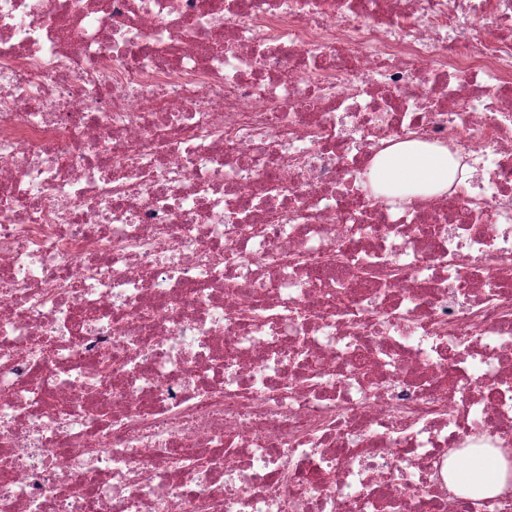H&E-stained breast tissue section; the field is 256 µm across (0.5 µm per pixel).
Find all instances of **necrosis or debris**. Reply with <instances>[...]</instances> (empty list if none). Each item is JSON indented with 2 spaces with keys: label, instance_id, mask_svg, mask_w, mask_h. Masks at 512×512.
Returning a JSON list of instances; mask_svg holds the SVG:
<instances>
[{
  "label": "necrosis or debris",
  "instance_id": "1",
  "mask_svg": "<svg viewBox=\"0 0 512 512\" xmlns=\"http://www.w3.org/2000/svg\"><path fill=\"white\" fill-rule=\"evenodd\" d=\"M441 196L375 192L400 141ZM512 0H0V512H512ZM452 178L448 149H424L417 141L400 142L387 148L369 173L371 184L376 188L406 195L445 194ZM512 483V467L496 449L495 456L479 457L474 462H453L448 470V488L466 497H488Z\"/></svg>",
  "mask_w": 512,
  "mask_h": 512
}]
</instances>
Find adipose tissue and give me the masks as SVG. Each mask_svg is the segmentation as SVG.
<instances>
[{"label": "adipose tissue", "instance_id": "obj_1", "mask_svg": "<svg viewBox=\"0 0 512 512\" xmlns=\"http://www.w3.org/2000/svg\"><path fill=\"white\" fill-rule=\"evenodd\" d=\"M453 171L444 147L423 148L416 141L400 142L379 156L369 173L373 186L388 193L442 195L447 193ZM512 483V462L503 453L471 462H453L448 488L466 497H488Z\"/></svg>", "mask_w": 512, "mask_h": 512}]
</instances>
